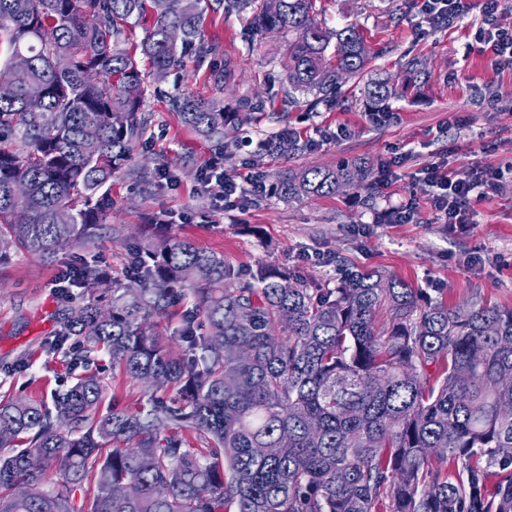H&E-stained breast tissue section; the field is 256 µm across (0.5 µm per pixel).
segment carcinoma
<instances>
[{
  "label": "carcinoma",
  "mask_w": 512,
  "mask_h": 512,
  "mask_svg": "<svg viewBox=\"0 0 512 512\" xmlns=\"http://www.w3.org/2000/svg\"><path fill=\"white\" fill-rule=\"evenodd\" d=\"M202 0H0L14 93L0 97V265L11 249L51 259L83 248L106 219L101 190L143 134L145 89L126 26L146 22L140 52L162 81L201 51ZM251 33L284 38L285 81L327 106L368 63L353 26L329 31L314 0H227ZM181 33L169 40L170 30ZM396 89L378 82L370 109ZM43 99L40 112L26 101ZM206 98L172 108L207 141H224L264 111ZM292 133L258 154H295ZM362 162L278 175L283 201L336 194L364 181ZM27 221L16 220V210ZM128 243L135 288L113 287L83 261V303L67 310L48 352L76 367L106 354L123 373L177 395L147 410H102L91 372L43 401L0 400V512H512V309L448 305L379 270L313 288L288 270L244 273L185 239L160 248L152 231ZM192 298L173 337L154 319ZM386 324L377 325L381 311ZM197 447H189V440ZM83 501L76 505V491Z\"/></svg>",
  "instance_id": "carcinoma-1"
}]
</instances>
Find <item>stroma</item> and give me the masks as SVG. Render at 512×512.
<instances>
[{
	"instance_id": "1",
	"label": "stroma",
	"mask_w": 512,
	"mask_h": 512,
	"mask_svg": "<svg viewBox=\"0 0 512 512\" xmlns=\"http://www.w3.org/2000/svg\"><path fill=\"white\" fill-rule=\"evenodd\" d=\"M315 6L324 27L351 25L364 34L369 75L390 79L398 91L390 102L397 121L372 124L365 82L356 77L346 79V98L336 105L314 112L303 103L284 106L283 40L249 38L247 14L227 8L224 0H208L200 22L210 47L205 57L187 58L184 69L162 83L150 75L148 62L140 64L149 123L133 160L112 179L106 230L85 250L70 248L49 262L18 251L0 266V399L47 401L73 382V367L49 354L46 343L65 310L84 295L79 288L55 293V273L83 256L96 260L115 286L128 285L130 253L123 239L157 214L167 220V236L221 254L246 272L272 265L314 287L333 288L340 268L378 269L452 305L478 296L512 309V71L494 69L486 55L470 51L479 10L437 28L417 0H316ZM413 57L429 78L406 69ZM223 71L228 77L220 88L214 76ZM255 93L268 98L276 118L255 115L228 132L222 147L199 138L169 103L170 96L186 94L231 108ZM341 125L349 133L339 138ZM282 130L308 142V150L253 161L257 143ZM398 153L408 159L383 189L369 180L329 197L285 202L251 196L232 211L198 191L211 163L239 180L255 173L271 179L344 161H365L376 171ZM443 156L460 178L476 166L498 173L493 195L473 200V222L464 233L438 223L419 176ZM407 202L415 205L411 221L387 216L389 207ZM94 369L104 379L106 405L132 409L146 402V385L127 378L107 357H99Z\"/></svg>"
}]
</instances>
